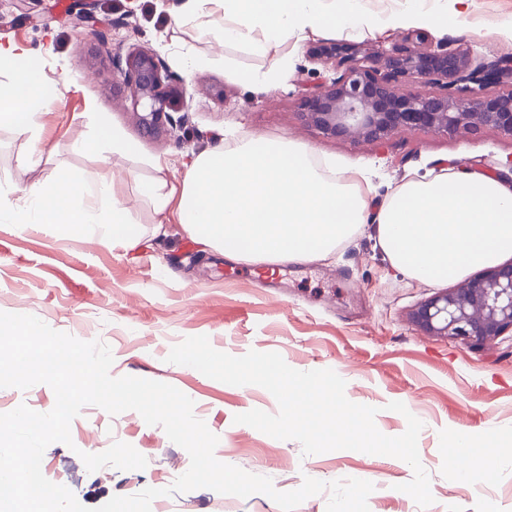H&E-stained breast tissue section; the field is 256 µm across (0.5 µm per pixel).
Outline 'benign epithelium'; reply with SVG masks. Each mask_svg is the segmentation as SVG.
Segmentation results:
<instances>
[{
  "label": "benign epithelium",
  "instance_id": "7a95c632",
  "mask_svg": "<svg viewBox=\"0 0 512 512\" xmlns=\"http://www.w3.org/2000/svg\"><path fill=\"white\" fill-rule=\"evenodd\" d=\"M311 59L339 75L302 100L305 121L333 137L383 142L398 131L476 135L485 129L512 137V63L429 43L419 31L389 50L357 44L313 47ZM120 71L131 89L139 125L158 131L173 125L183 96L157 54L134 49ZM420 81L425 93L403 85ZM410 322L424 333L483 344L512 331V261L486 268L417 305Z\"/></svg>",
  "mask_w": 512,
  "mask_h": 512
}]
</instances>
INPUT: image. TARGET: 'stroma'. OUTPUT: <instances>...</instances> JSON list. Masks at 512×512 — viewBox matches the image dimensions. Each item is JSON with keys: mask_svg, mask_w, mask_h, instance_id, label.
<instances>
[{"mask_svg": "<svg viewBox=\"0 0 512 512\" xmlns=\"http://www.w3.org/2000/svg\"><path fill=\"white\" fill-rule=\"evenodd\" d=\"M368 16L388 17L418 6L448 16L447 25L425 24L432 43H450L487 57L512 59V0H360ZM180 0H0V43H15L35 56L58 94L41 120L38 139L0 126V184L10 187L7 205H21V188L75 172L107 180L128 207L141 245H112L101 230L81 238L60 234L52 224L0 223V312L33 315L52 329L82 341H100L113 354L112 376H134L173 385L194 402V414L216 434V458L269 477L285 492L304 477L324 482L357 478L375 489L369 512H512V332L476 345L429 336L409 321L417 304L441 292L396 274L377 243L373 225L323 259L306 263L235 262L204 247L169 215L164 231L138 193L141 181L159 177L180 185L187 166L217 144L233 147L255 137L294 141L337 168L357 166L366 178L360 190L379 204L410 177L440 174L456 160L487 175L512 181L505 162L512 138L493 130L477 136L445 137L432 132L397 133L382 143L323 135L299 112L306 89L324 81L325 69L309 57L324 42L390 47L408 32H353L326 26L318 35L288 42L280 54L257 56L209 35L176 30L172 14ZM155 49L172 78L186 89L181 123L157 136L145 134L132 114L130 91L113 53ZM204 58L186 69L185 53ZM279 72L276 86L260 89L231 78L230 70ZM223 90V98L212 89ZM138 142L137 156L94 145L99 123ZM40 150L39 167L22 163ZM233 356L276 352L299 371L330 369L346 382L354 403L375 407V425L401 435L406 414L388 410L403 403L424 427L420 461L434 498L427 509L399 489L413 477L405 461L354 450L303 455L300 443L280 440L235 423L236 415L259 409L277 413L266 389L229 385L188 366L171 364V348L190 336ZM51 387L0 388V413L27 405L49 412ZM468 429L482 441L496 429L500 452L491 478L459 480L448 468L447 437ZM71 444L55 442L41 470L69 488L84 506L96 508L113 496L165 488L190 465L185 449L162 427L128 410L110 415L88 405L70 427ZM132 445L146 460L141 470L112 466L88 471L82 453L96 454L114 442ZM168 512H280L268 496L246 498L200 488L166 497Z\"/></svg>", "mask_w": 512, "mask_h": 512, "instance_id": "35a3bbf8", "label": "stroma"}]
</instances>
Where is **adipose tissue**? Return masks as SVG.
Listing matches in <instances>:
<instances>
[{"label": "adipose tissue", "instance_id": "obj_1", "mask_svg": "<svg viewBox=\"0 0 512 512\" xmlns=\"http://www.w3.org/2000/svg\"><path fill=\"white\" fill-rule=\"evenodd\" d=\"M359 0L331 12L324 0H183L175 26L208 33L223 44L264 56L327 23L360 27ZM28 51L0 43V125L27 136L56 101ZM358 167L323 173L312 154L290 140L248 139L213 147L187 168L180 195L162 180L139 188L156 214L179 204L183 229L225 257L244 262H310L332 253L362 225L377 227L391 266L424 283L454 282L512 256V182L464 166L412 178L371 208L358 187ZM1 224H53L78 237L93 228L126 248L139 236L111 183L74 192L69 177L33 184L20 210L0 208Z\"/></svg>", "mask_w": 512, "mask_h": 512}]
</instances>
